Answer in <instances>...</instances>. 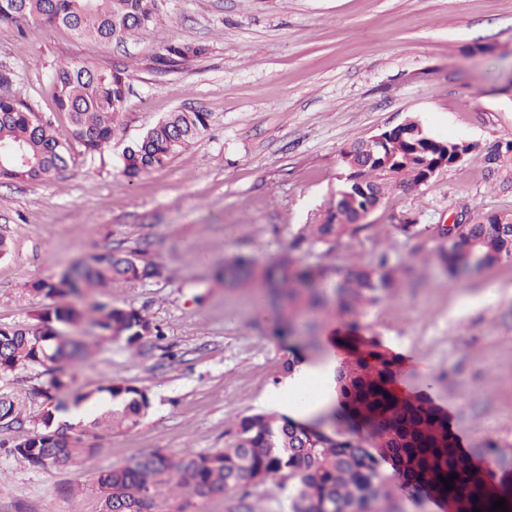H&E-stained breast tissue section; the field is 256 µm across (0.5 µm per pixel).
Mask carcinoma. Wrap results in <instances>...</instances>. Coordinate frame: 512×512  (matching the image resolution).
<instances>
[{"instance_id":"carcinoma-1","label":"carcinoma","mask_w":512,"mask_h":512,"mask_svg":"<svg viewBox=\"0 0 512 512\" xmlns=\"http://www.w3.org/2000/svg\"><path fill=\"white\" fill-rule=\"evenodd\" d=\"M32 19L49 27H65L79 38L108 43L125 41L155 20L153 0H0V23ZM205 48L172 43L151 58L154 66L172 70L201 56ZM57 110L68 115L76 140L88 153L107 147L120 126L128 103L126 70L99 69L87 64H66L52 75ZM207 112L176 110L155 123L122 153V174L133 181L168 165L210 126ZM21 149L26 160L0 157V180H49L67 167V149L50 124L41 121L23 100L0 96V150ZM456 142L431 135L418 122L386 135L377 144L356 142L346 153L345 170L355 172L343 185V196L330 203L323 219L310 224L311 238L322 241L358 229L359 211L376 210L393 188L392 179L417 185L425 171L453 156ZM512 156V140L482 156L489 169ZM512 214L477 217L463 232L446 239L439 257L448 272L477 271L512 256ZM250 274V262L237 257L224 264L218 277L227 283ZM161 276L160 268L131 255L105 251L62 272L55 280L41 279L33 290L47 299L66 294L59 284L69 281V292L84 288L106 289L119 282H146ZM395 287V278L380 258L373 266L351 264L298 268L286 256L268 267L260 304L276 301L274 331L285 336L297 331L288 310L306 300L312 308L337 298L341 308L355 313ZM88 319L83 310L56 304L44 310L35 324L0 327V372L33 365H52L49 389L67 386L65 368L82 359L86 345L76 336L90 321L105 335L129 346L160 329L140 312L119 306L96 308ZM349 358L336 369V393L341 413L314 423L286 414H258L240 419L235 442L213 454L184 452L177 459L162 451L137 457L131 464L100 474L98 490L102 512H157L156 496L169 483L199 497L230 489L259 485H294L289 512H378L391 494L383 474L389 464L414 490L445 500L453 512H490L492 502L506 500L512 512V478H496L461 454L448 432V420L420 394L402 395L394 388L400 371L395 358L366 338L346 341ZM107 393L112 405L99 406L87 423H61L56 414L69 405L52 402L38 423L39 430L16 442L12 452L42 468L74 463L93 451L90 439L99 433L138 424L150 406L146 390L114 383L78 394L73 405L98 406ZM0 410L8 422L20 420L19 403L0 396ZM454 478L452 489L443 479Z\"/></svg>"}]
</instances>
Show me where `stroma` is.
<instances>
[{
    "mask_svg": "<svg viewBox=\"0 0 512 512\" xmlns=\"http://www.w3.org/2000/svg\"><path fill=\"white\" fill-rule=\"evenodd\" d=\"M157 24L125 42L77 38L64 28L0 24V95L21 98L69 153L47 181L0 183V326L35 322L49 301L33 282L107 250L157 264L161 277L65 296L80 309L132 308L164 335L135 346L85 327L91 351L73 391L122 382L151 406L129 429L104 433L64 468L17 458L47 406L49 374L0 375L23 420L0 424V512H101L98 478L140 455L229 447L242 417L278 386L306 340L272 335L253 298L267 266L367 265L386 255L396 286L363 305L360 333L409 361L407 390L426 391L455 417L467 448L512 466V258L457 277L438 253L454 219L512 213V161L488 173L481 152L512 140V0H155ZM173 42L205 46L175 71L151 57ZM84 61L131 76L112 143L89 154L57 112L50 81ZM209 112V129L163 168L129 182L124 148L165 113ZM418 121L432 135L477 144L476 154L421 185L394 186L354 233L317 242L306 233L340 189L342 152ZM244 253L250 276L228 286L218 261ZM481 297L477 306L463 298ZM240 492L166 491L159 512H238Z\"/></svg>",
    "mask_w": 512,
    "mask_h": 512,
    "instance_id": "35a3bbf8",
    "label": "stroma"
}]
</instances>
